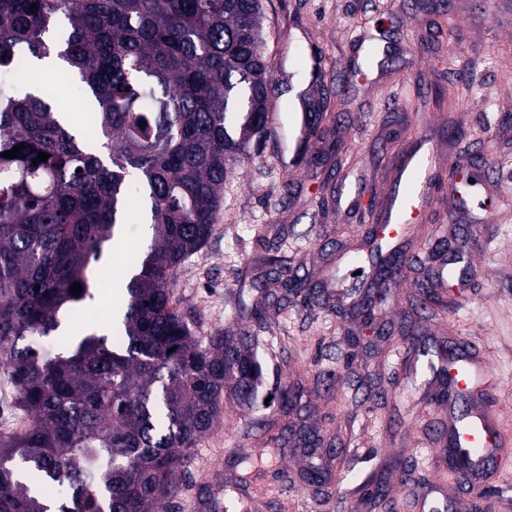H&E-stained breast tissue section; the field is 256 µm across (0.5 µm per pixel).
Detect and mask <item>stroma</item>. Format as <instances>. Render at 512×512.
Returning <instances> with one entry per match:
<instances>
[{
    "instance_id": "stroma-1",
    "label": "stroma",
    "mask_w": 512,
    "mask_h": 512,
    "mask_svg": "<svg viewBox=\"0 0 512 512\" xmlns=\"http://www.w3.org/2000/svg\"><path fill=\"white\" fill-rule=\"evenodd\" d=\"M267 53L276 85L305 87L310 67L300 54L330 57L321 75L330 100L327 126L341 148L335 168L289 167L294 114L274 98L278 132L233 162L217 230L170 280L172 302L196 335L225 329L252 336L266 386L288 385L296 399L253 415L225 403L220 423L194 449L182 493L164 512H197L208 498L233 499L239 456L264 445V425L306 430L314 455L289 449L257 491L263 512H374L365 485L383 483L386 512H419L428 495L438 512H512V446L504 448L485 494L447 483L433 433L448 422L433 367L454 344L470 347L497 381L488 399L512 434V215L489 220L487 197L512 211V0H265ZM438 142L443 160L473 170L466 223L453 222L447 197L426 210L397 247L407 260L405 282L388 289L372 327L322 305L278 301L276 285L253 283L269 258L288 261L289 275L324 287L348 305L366 293L344 277V255L365 251L361 226L381 203L383 182L420 138ZM359 187V213L320 206L335 195L341 172ZM123 251L105 249L90 288L86 325L112 323V298L128 275L126 255L146 247L144 225L122 228ZM445 239L472 253L479 269L449 302L422 301L432 264L428 246ZM414 352L400 361L405 345ZM322 466L329 482L316 492L305 479Z\"/></svg>"
}]
</instances>
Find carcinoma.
Segmentation results:
<instances>
[{"mask_svg": "<svg viewBox=\"0 0 512 512\" xmlns=\"http://www.w3.org/2000/svg\"><path fill=\"white\" fill-rule=\"evenodd\" d=\"M263 14V0H0V72L24 65L33 83L53 58L85 96L75 122L41 84L0 87V357L32 419L0 437V512H160L224 400L267 409L249 337L199 339L169 289L215 232L231 160L269 133ZM132 188L151 243L113 315L121 339L76 334Z\"/></svg>", "mask_w": 512, "mask_h": 512, "instance_id": "1", "label": "carcinoma"}]
</instances>
